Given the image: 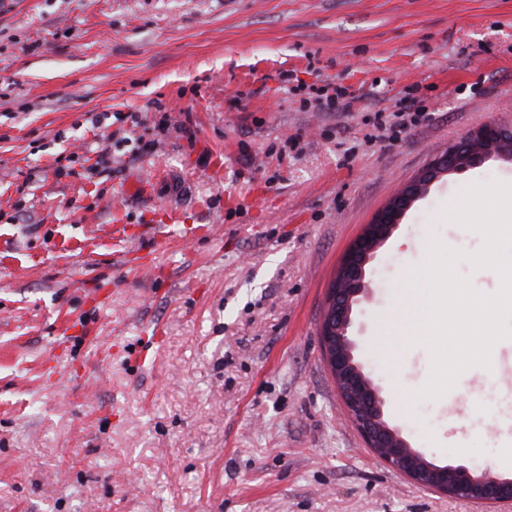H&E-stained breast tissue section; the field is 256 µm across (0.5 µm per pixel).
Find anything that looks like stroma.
<instances>
[{"mask_svg": "<svg viewBox=\"0 0 512 512\" xmlns=\"http://www.w3.org/2000/svg\"><path fill=\"white\" fill-rule=\"evenodd\" d=\"M333 83L355 94L345 110L317 106ZM406 96L425 117L395 134ZM488 121L512 129V0H13L0 14V512H496L367 448L318 338L352 241ZM493 181L512 183V161L444 175L413 203L366 267L351 334L412 447L512 479L504 357L436 399L418 396L428 343L394 372L381 358L430 241L496 294L493 269L468 259L482 236L444 217Z\"/></svg>", "mask_w": 512, "mask_h": 512, "instance_id": "35a3bbf8", "label": "stroma"}]
</instances>
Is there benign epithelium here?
<instances>
[{"label":"benign epithelium","mask_w":512,"mask_h":512,"mask_svg":"<svg viewBox=\"0 0 512 512\" xmlns=\"http://www.w3.org/2000/svg\"><path fill=\"white\" fill-rule=\"evenodd\" d=\"M503 141L500 126L489 121L464 140L448 146L430 167L397 190L386 206L366 225L352 243L329 289L327 307L321 325L324 359L339 392L346 414L376 454L394 470L414 483L445 494L480 504H512V480L490 469L475 472L466 465H437L390 427L383 418V402L371 380L355 358V344L349 336L353 323V305L364 293L365 267L374 258L378 245L389 237L411 203L440 174L459 172L485 163L490 154L476 149L478 144L491 146Z\"/></svg>","instance_id":"1"}]
</instances>
